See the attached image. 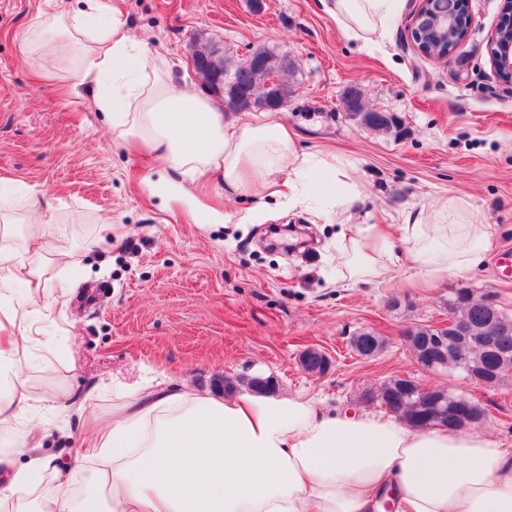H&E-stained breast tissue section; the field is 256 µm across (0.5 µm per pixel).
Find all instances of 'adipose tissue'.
Returning a JSON list of instances; mask_svg holds the SVG:
<instances>
[{
  "mask_svg": "<svg viewBox=\"0 0 512 512\" xmlns=\"http://www.w3.org/2000/svg\"><path fill=\"white\" fill-rule=\"evenodd\" d=\"M401 0H332L347 37L374 45ZM80 48L72 76L97 87L116 137L148 147L182 177L219 175L225 196L260 191L291 207L331 214L360 186L335 155L301 148L279 117L225 121L198 93L176 85L166 60L146 57L119 17L99 4L64 18L41 13L23 53ZM494 235L461 198L438 201L386 230L354 224L336 235L348 278L385 277L406 247L408 272L438 278L479 268ZM60 252L28 229L24 252L0 232V280L37 294L48 256ZM27 336L0 323V429L27 408L35 384L19 369ZM85 449L64 467L0 452V512H512V452L491 436L445 426L416 429L391 416L322 406L304 393H201L186 385L133 388L112 398V420L85 425Z\"/></svg>",
  "mask_w": 512,
  "mask_h": 512,
  "instance_id": "adipose-tissue-1",
  "label": "adipose tissue"
}]
</instances>
